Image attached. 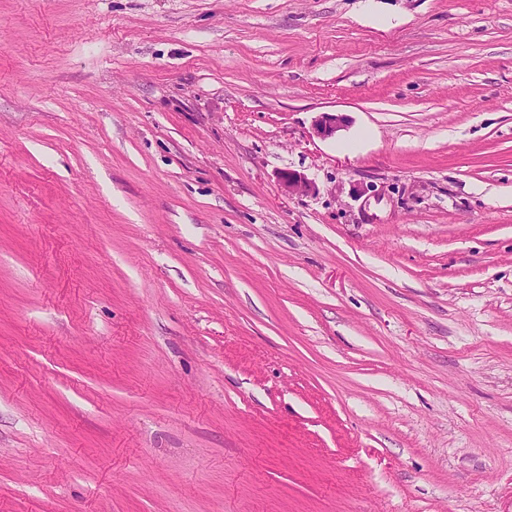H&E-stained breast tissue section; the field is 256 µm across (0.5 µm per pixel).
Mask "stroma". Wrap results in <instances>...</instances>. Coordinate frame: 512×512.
<instances>
[{
	"instance_id": "35a3bbf8",
	"label": "stroma",
	"mask_w": 512,
	"mask_h": 512,
	"mask_svg": "<svg viewBox=\"0 0 512 512\" xmlns=\"http://www.w3.org/2000/svg\"><path fill=\"white\" fill-rule=\"evenodd\" d=\"M0 512H512V0H0ZM347 117L340 112L319 113L312 125L313 132L320 138H332L346 126ZM279 186L285 194L305 195L315 190L314 183L304 173L296 170H288L279 174Z\"/></svg>"
}]
</instances>
